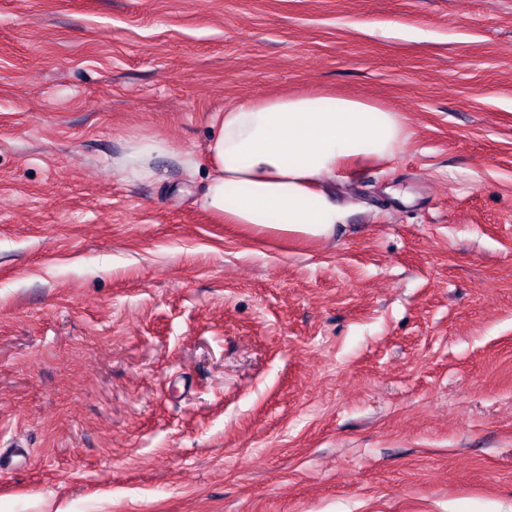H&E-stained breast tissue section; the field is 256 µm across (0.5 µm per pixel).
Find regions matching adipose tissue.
<instances>
[{"mask_svg": "<svg viewBox=\"0 0 512 512\" xmlns=\"http://www.w3.org/2000/svg\"><path fill=\"white\" fill-rule=\"evenodd\" d=\"M214 126L210 183L198 207L291 241L332 238L349 209L326 191L325 179L390 160L409 138L400 113L333 94L252 98L217 113ZM170 150L167 140L133 137L113 165L124 178H151L154 158Z\"/></svg>", "mask_w": 512, "mask_h": 512, "instance_id": "adipose-tissue-1", "label": "adipose tissue"}]
</instances>
